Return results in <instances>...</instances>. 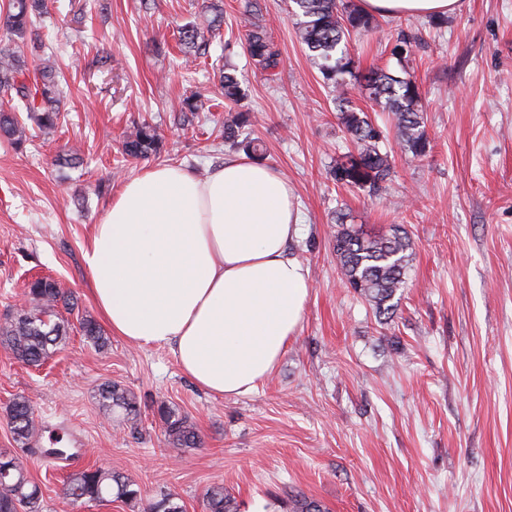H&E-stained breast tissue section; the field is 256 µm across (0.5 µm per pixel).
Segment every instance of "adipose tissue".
Segmentation results:
<instances>
[{"mask_svg":"<svg viewBox=\"0 0 512 512\" xmlns=\"http://www.w3.org/2000/svg\"><path fill=\"white\" fill-rule=\"evenodd\" d=\"M373 15L455 12L459 0H360ZM299 215L287 180L244 157L201 178L159 166L126 181L84 250L112 334L169 348L200 388L240 395L270 375L311 283L289 246Z\"/></svg>","mask_w":512,"mask_h":512,"instance_id":"obj_1","label":"adipose tissue"}]
</instances>
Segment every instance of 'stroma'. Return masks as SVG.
I'll return each mask as SVG.
<instances>
[{
  "label": "stroma",
  "instance_id": "stroma-1",
  "mask_svg": "<svg viewBox=\"0 0 512 512\" xmlns=\"http://www.w3.org/2000/svg\"><path fill=\"white\" fill-rule=\"evenodd\" d=\"M223 38L185 65L177 28L200 20L203 0H51L43 26L67 83L63 121L28 126L23 149L0 139V315L23 304L37 276L55 279L98 318L83 258L93 224L122 184L158 165L206 175L244 150L225 144L219 68L248 85L238 106L264 164L296 196L300 231L290 251L309 273L303 318L273 374L247 394L216 397L186 376L166 348L119 336L95 347L80 332L40 367L0 345V451L40 483L44 512H143L169 492L186 512L223 485L238 512H289L300 492L328 512H512V0H460L444 25L432 17H377L351 37L361 67H396L410 43L432 152L415 158L393 138V174L378 194L330 175L353 143L334 94L295 34L287 0H257L283 60L270 82L243 36L248 0H219ZM111 66L98 63L101 51ZM199 93L206 110L180 125L175 107ZM148 121L161 155L127 158L122 135ZM75 165L54 162L59 151ZM370 233L400 224L413 242L408 286L393 321L341 283L336 216ZM114 382L140 400L137 426L106 418L98 389ZM25 397L41 446L61 433L79 459L46 462L22 451L8 406ZM178 407L201 438L169 443L160 404ZM102 466L141 491L132 502L70 504L72 469Z\"/></svg>",
  "mask_w": 512,
  "mask_h": 512
}]
</instances>
